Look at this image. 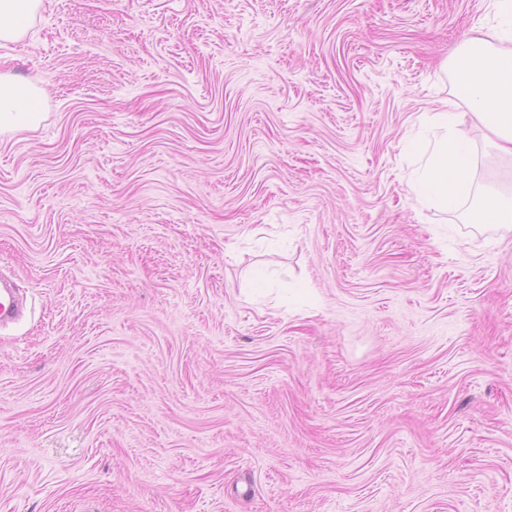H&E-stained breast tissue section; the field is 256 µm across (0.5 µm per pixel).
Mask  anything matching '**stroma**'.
<instances>
[{
  "label": "stroma",
  "instance_id": "stroma-1",
  "mask_svg": "<svg viewBox=\"0 0 512 512\" xmlns=\"http://www.w3.org/2000/svg\"><path fill=\"white\" fill-rule=\"evenodd\" d=\"M487 6L42 0L0 45L42 92L0 132V512H512V231L405 148ZM23 311L22 299L14 284L0 281V325L18 320Z\"/></svg>",
  "mask_w": 512,
  "mask_h": 512
}]
</instances>
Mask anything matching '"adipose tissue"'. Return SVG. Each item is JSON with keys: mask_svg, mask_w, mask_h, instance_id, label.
I'll return each mask as SVG.
<instances>
[{"mask_svg": "<svg viewBox=\"0 0 512 512\" xmlns=\"http://www.w3.org/2000/svg\"><path fill=\"white\" fill-rule=\"evenodd\" d=\"M40 2L0 0V42L19 40ZM490 6L492 21L476 25L475 37L460 45L449 65L495 150L512 159V0H491ZM40 100L39 90L24 78L0 74V130L34 126ZM456 106V99H443L432 116L442 134L429 144L414 182L421 204L448 209L473 191L472 148L453 132Z\"/></svg>", "mask_w": 512, "mask_h": 512, "instance_id": "adipose-tissue-1", "label": "adipose tissue"}]
</instances>
